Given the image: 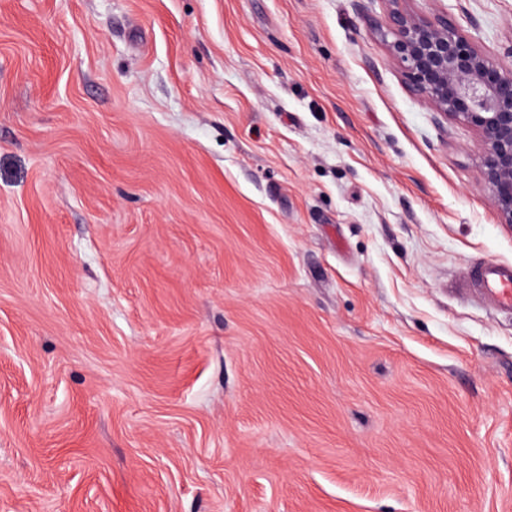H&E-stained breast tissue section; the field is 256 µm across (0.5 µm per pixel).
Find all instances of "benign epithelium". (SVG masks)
<instances>
[{"label": "benign epithelium", "instance_id": "obj_1", "mask_svg": "<svg viewBox=\"0 0 512 512\" xmlns=\"http://www.w3.org/2000/svg\"><path fill=\"white\" fill-rule=\"evenodd\" d=\"M366 22L430 110L476 131L482 184L512 227V65L490 57L446 14L427 19L393 9L387 29L371 16Z\"/></svg>", "mask_w": 512, "mask_h": 512}]
</instances>
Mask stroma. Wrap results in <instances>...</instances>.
<instances>
[{
	"mask_svg": "<svg viewBox=\"0 0 512 512\" xmlns=\"http://www.w3.org/2000/svg\"><path fill=\"white\" fill-rule=\"evenodd\" d=\"M387 9L0 0V512H512V228ZM475 282V300L512 311V265L486 260L471 271Z\"/></svg>",
	"mask_w": 512,
	"mask_h": 512,
	"instance_id": "35a3bbf8",
	"label": "stroma"
}]
</instances>
